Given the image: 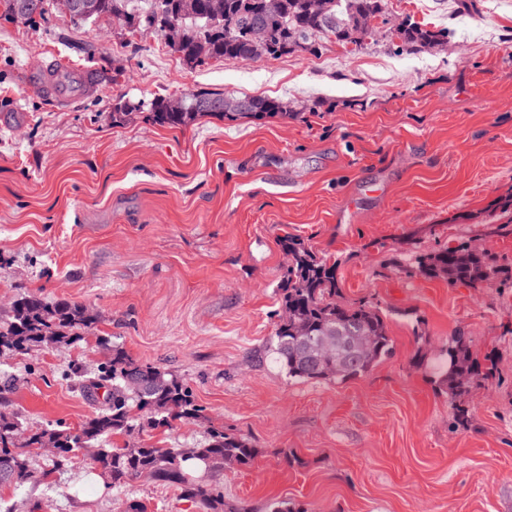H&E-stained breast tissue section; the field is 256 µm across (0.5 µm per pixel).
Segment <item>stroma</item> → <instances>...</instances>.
<instances>
[{"mask_svg": "<svg viewBox=\"0 0 512 512\" xmlns=\"http://www.w3.org/2000/svg\"><path fill=\"white\" fill-rule=\"evenodd\" d=\"M448 29L406 52L389 21ZM362 48L187 68L154 32L81 23L50 4L37 23L0 18V321L34 292L85 304L133 358L184 378L204 413L248 439L251 467L216 479L226 502L268 512H512V234L485 233L512 196V0H386ZM122 69L66 104L27 70ZM190 90L277 98L291 117H202L189 129L118 98ZM334 257L344 296L378 303L393 352L345 381L288 378L268 348L286 272L280 237ZM480 241L491 284L402 270L406 254ZM493 375L460 407L414 365L457 334ZM94 340L0 355L21 381L25 426L79 427L101 403L75 379L106 362ZM91 455L34 490L0 484V512H193L176 488H104Z\"/></svg>", "mask_w": 512, "mask_h": 512, "instance_id": "35a3bbf8", "label": "stroma"}]
</instances>
